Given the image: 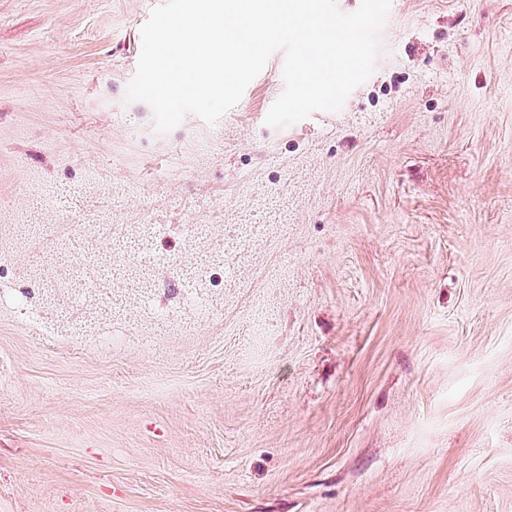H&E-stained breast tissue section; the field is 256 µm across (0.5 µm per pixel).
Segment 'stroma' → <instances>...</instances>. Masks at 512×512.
I'll return each mask as SVG.
<instances>
[{
    "mask_svg": "<svg viewBox=\"0 0 512 512\" xmlns=\"http://www.w3.org/2000/svg\"><path fill=\"white\" fill-rule=\"evenodd\" d=\"M163 2L0 0V512H512V0H391L339 110L266 125L279 50L167 133Z\"/></svg>",
    "mask_w": 512,
    "mask_h": 512,
    "instance_id": "35a3bbf8",
    "label": "stroma"
}]
</instances>
